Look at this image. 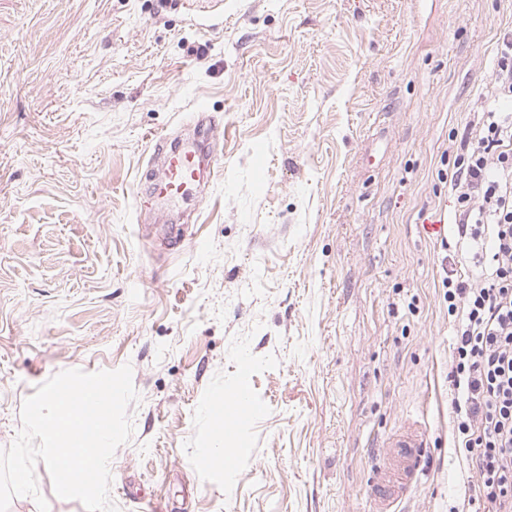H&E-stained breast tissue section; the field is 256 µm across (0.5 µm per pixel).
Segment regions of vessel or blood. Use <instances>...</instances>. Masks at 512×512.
Here are the masks:
<instances>
[{
    "label": "vessel or blood",
    "instance_id": "1",
    "mask_svg": "<svg viewBox=\"0 0 512 512\" xmlns=\"http://www.w3.org/2000/svg\"><path fill=\"white\" fill-rule=\"evenodd\" d=\"M153 156L161 161L163 176L152 189L167 201L178 199L188 186L199 181L202 173L213 175L218 169L217 163H203L199 148L193 142L171 148L165 139H158ZM210 409L221 416L239 414L250 419L265 412L264 406L246 388L241 389L237 397L217 399ZM427 442V431L418 421L403 425L384 441L370 484L374 512H395V503L420 480Z\"/></svg>",
    "mask_w": 512,
    "mask_h": 512
}]
</instances>
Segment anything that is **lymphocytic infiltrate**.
<instances>
[{
  "instance_id": "1",
  "label": "lymphocytic infiltrate",
  "mask_w": 512,
  "mask_h": 512,
  "mask_svg": "<svg viewBox=\"0 0 512 512\" xmlns=\"http://www.w3.org/2000/svg\"><path fill=\"white\" fill-rule=\"evenodd\" d=\"M489 93L448 182L457 229L441 278L457 324L449 380L473 473L452 512H512V33L498 44Z\"/></svg>"
}]
</instances>
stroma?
Listing matches in <instances>:
<instances>
[{
  "instance_id": "1",
  "label": "stroma",
  "mask_w": 512,
  "mask_h": 512,
  "mask_svg": "<svg viewBox=\"0 0 512 512\" xmlns=\"http://www.w3.org/2000/svg\"><path fill=\"white\" fill-rule=\"evenodd\" d=\"M510 30L512 0H0V450L52 375L128 364L119 512H371L408 419L428 450L402 512H451L437 173ZM201 106L224 175L159 205L151 141ZM243 382L263 416L206 413ZM218 439L242 454L217 479Z\"/></svg>"
}]
</instances>
